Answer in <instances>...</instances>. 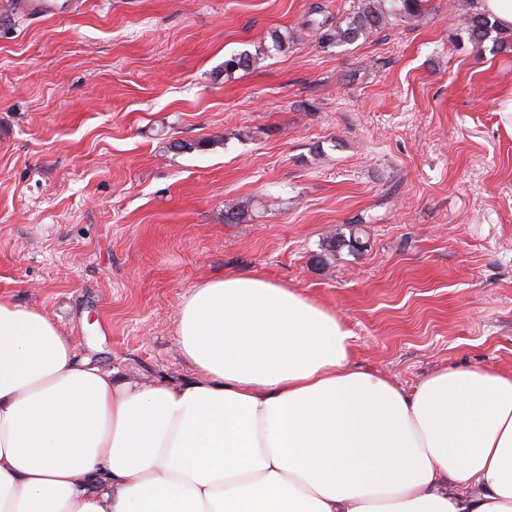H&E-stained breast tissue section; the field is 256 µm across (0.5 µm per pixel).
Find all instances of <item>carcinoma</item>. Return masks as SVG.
I'll return each mask as SVG.
<instances>
[{
  "label": "carcinoma",
  "instance_id": "1",
  "mask_svg": "<svg viewBox=\"0 0 512 512\" xmlns=\"http://www.w3.org/2000/svg\"><path fill=\"white\" fill-rule=\"evenodd\" d=\"M478 0H466V8L460 14L461 31L475 51H483L486 41H492L501 51L512 50V29L500 28L495 20L477 6ZM427 0H353L349 12L339 18L328 15L322 4L311 5L305 25L314 28L319 47L337 48L351 45L378 31L401 22L418 17L426 10ZM296 33L272 38L271 43L259 42L252 47L243 48L224 59V74L247 71L257 67L261 60L274 52L285 53L298 41ZM212 145L210 140H176L170 143V149L178 153L201 151ZM251 220L249 206L240 203H228L224 210V223L243 224ZM360 239L355 235L345 237L337 233L324 240L321 253L316 262L324 266L336 257V253L346 248L349 252L358 251L356 243Z\"/></svg>",
  "mask_w": 512,
  "mask_h": 512
}]
</instances>
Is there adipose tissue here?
Wrapping results in <instances>:
<instances>
[{"mask_svg": "<svg viewBox=\"0 0 512 512\" xmlns=\"http://www.w3.org/2000/svg\"><path fill=\"white\" fill-rule=\"evenodd\" d=\"M176 335L192 380L119 381L0 297V512H512V373L400 387L249 273L195 287Z\"/></svg>", "mask_w": 512, "mask_h": 512, "instance_id": "obj_1", "label": "adipose tissue"}]
</instances>
